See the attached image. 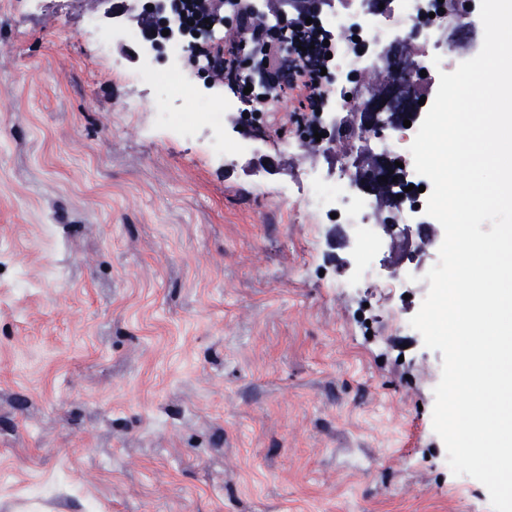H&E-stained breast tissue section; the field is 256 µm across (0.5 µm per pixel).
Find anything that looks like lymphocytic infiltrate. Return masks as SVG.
<instances>
[{"label":"lymphocytic infiltrate","instance_id":"obj_1","mask_svg":"<svg viewBox=\"0 0 512 512\" xmlns=\"http://www.w3.org/2000/svg\"><path fill=\"white\" fill-rule=\"evenodd\" d=\"M266 0H225L223 42L209 43L201 53L204 72L220 77L226 92L246 95L245 114L238 122L249 130L257 129L261 116L273 111V99L287 92L292 104L286 112V124L308 128L317 123L320 112L330 102L332 80L324 75L329 67L327 46H320L317 62H306L301 54H288L295 43V30L265 21ZM257 70L256 80L245 81L241 71L244 63Z\"/></svg>","mask_w":512,"mask_h":512}]
</instances>
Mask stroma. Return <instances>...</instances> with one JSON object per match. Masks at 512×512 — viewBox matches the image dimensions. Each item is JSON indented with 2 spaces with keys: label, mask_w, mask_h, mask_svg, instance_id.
<instances>
[{
  "label": "stroma",
  "mask_w": 512,
  "mask_h": 512,
  "mask_svg": "<svg viewBox=\"0 0 512 512\" xmlns=\"http://www.w3.org/2000/svg\"><path fill=\"white\" fill-rule=\"evenodd\" d=\"M105 9L0 0V512H492L280 113L239 162L161 125Z\"/></svg>",
  "instance_id": "obj_1"
}]
</instances>
